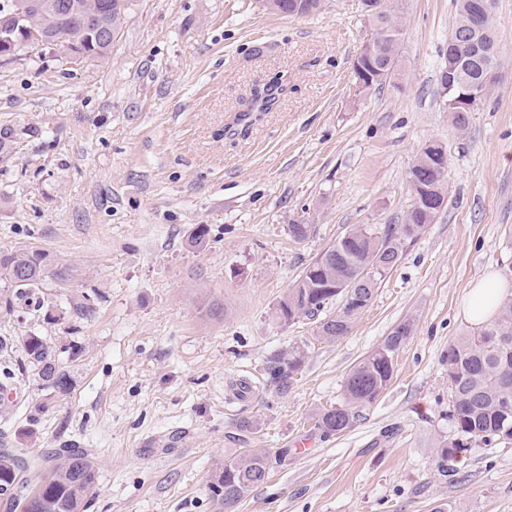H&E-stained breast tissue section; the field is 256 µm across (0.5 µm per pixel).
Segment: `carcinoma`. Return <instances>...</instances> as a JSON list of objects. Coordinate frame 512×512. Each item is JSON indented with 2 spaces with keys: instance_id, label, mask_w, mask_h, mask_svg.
I'll return each mask as SVG.
<instances>
[{
  "instance_id": "carcinoma-1",
  "label": "carcinoma",
  "mask_w": 512,
  "mask_h": 512,
  "mask_svg": "<svg viewBox=\"0 0 512 512\" xmlns=\"http://www.w3.org/2000/svg\"><path fill=\"white\" fill-rule=\"evenodd\" d=\"M106 18L112 29L118 30L125 21L128 0H108ZM301 0H265L272 12L292 15L311 13L301 9ZM367 10L373 26V36L353 63L359 87L368 84L381 87L392 81L398 70L403 36V21L407 0H373ZM478 0H456L457 18L449 35L454 40L469 30L474 5ZM39 8L29 13L30 25H49L52 44L63 48L65 57L79 52L86 59L108 54L112 43L93 36L77 41L82 28V0H33ZM472 53L462 67V85L448 89V74L441 72L440 96L444 108L466 85L478 93L480 104L491 93L481 86L480 65L487 57L497 59L496 21L490 18L483 30L471 37ZM283 87L278 82L252 90L249 111L265 112L278 101ZM21 143L14 128L0 129V156L5 158ZM436 144L429 143L418 156V163L408 172L412 203L404 222L376 228L359 225L324 249L303 270L299 279L288 289L278 306L281 321L295 322L299 318L315 321L317 334L326 340L346 335L352 323L370 303L378 283L400 263L406 243L417 239L432 223L433 213L427 209L429 200H445L447 170L439 169L435 159ZM64 281L70 269L61 265L46 250L0 248V280L4 282L0 307L9 313L17 301L30 302L43 285L47 274ZM354 285L356 302L344 300L342 289ZM341 300L338 313L324 314L335 300ZM411 323L397 325L379 346L353 367L344 385L343 403L321 410L315 426L325 437L350 428L357 410L371 405L386 389L394 374V356L410 336ZM22 348L28 366L42 385L58 395L72 388V377L45 340L30 334L23 338ZM304 352L291 349L271 358L265 367L268 381L286 390L303 364ZM451 387V408L448 420L458 439L440 449L438 467L454 472L463 459L462 452L472 442L488 445L496 440H512V298L500 307L495 318L467 336L448 345L445 356ZM43 461L50 464L49 475L34 489L29 488L27 471ZM272 458L264 450L232 456L224 461L221 473L211 486L225 510L233 509L255 487L263 483ZM97 480V466L89 455L76 448H59L41 454L37 459L25 448L0 449V486L11 487L5 497L6 512H85V495Z\"/></svg>"
}]
</instances>
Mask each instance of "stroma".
I'll list each match as a JSON object with an SVG mask.
<instances>
[{"mask_svg": "<svg viewBox=\"0 0 512 512\" xmlns=\"http://www.w3.org/2000/svg\"><path fill=\"white\" fill-rule=\"evenodd\" d=\"M495 12L500 80L463 131L439 95L454 0H408L400 74L379 89L352 68L373 33L362 0L305 16L130 0L106 58L73 66L52 46L0 63V128L26 132L0 161V248L38 246L72 271L45 279L41 307L0 316V336L44 337L73 378L54 396L18 375L0 431L38 454L89 453L86 512H222L209 487L249 448L284 460L235 512H512V443L471 444L452 473L436 464L455 438L445 355L474 331L463 298L488 272L512 286V0ZM274 79V107L231 134ZM431 142L448 152L446 204L350 332L324 341L311 320L279 322L323 249L359 224L402 223ZM295 220L309 238L293 241ZM407 318L387 389L323 437L315 414ZM293 346L304 364L281 391L264 368Z\"/></svg>", "mask_w": 512, "mask_h": 512, "instance_id": "obj_1", "label": "stroma"}]
</instances>
